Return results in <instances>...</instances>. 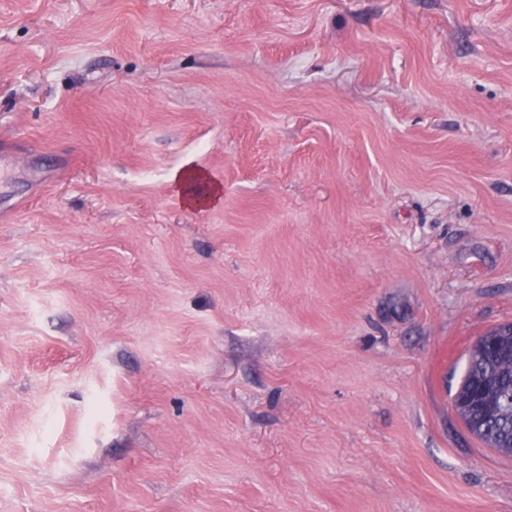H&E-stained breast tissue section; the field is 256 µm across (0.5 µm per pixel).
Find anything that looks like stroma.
Wrapping results in <instances>:
<instances>
[{"instance_id": "obj_1", "label": "stroma", "mask_w": 512, "mask_h": 512, "mask_svg": "<svg viewBox=\"0 0 512 512\" xmlns=\"http://www.w3.org/2000/svg\"><path fill=\"white\" fill-rule=\"evenodd\" d=\"M2 141L0 512H512V0H0ZM169 181L178 197L182 198L188 205L196 206L200 202L213 204L220 198L218 185L211 182L206 175L200 173L191 163L174 170L170 174ZM198 185L204 188L202 193L198 192ZM453 404L475 438L512 457V323L476 339Z\"/></svg>"}]
</instances>
